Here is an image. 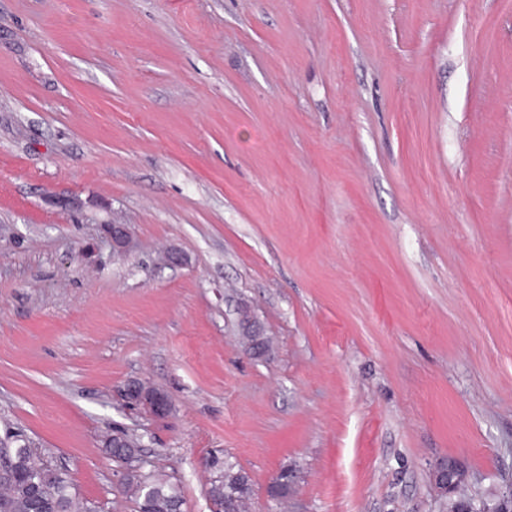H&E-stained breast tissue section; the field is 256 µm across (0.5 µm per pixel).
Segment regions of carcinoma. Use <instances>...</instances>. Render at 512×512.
<instances>
[{
  "label": "carcinoma",
  "instance_id": "carcinoma-1",
  "mask_svg": "<svg viewBox=\"0 0 512 512\" xmlns=\"http://www.w3.org/2000/svg\"><path fill=\"white\" fill-rule=\"evenodd\" d=\"M45 452L28 442L17 444L8 458L10 477L0 480V512H90V502L75 491L67 474L44 462ZM218 469L209 497L219 512H244L252 497V484L242 469ZM125 492L134 497L138 512H177L183 505L178 484L153 470L129 476Z\"/></svg>",
  "mask_w": 512,
  "mask_h": 512
}]
</instances>
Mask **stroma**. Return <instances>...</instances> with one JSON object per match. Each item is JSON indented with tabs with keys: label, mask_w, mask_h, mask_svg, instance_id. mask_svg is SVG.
I'll return each mask as SVG.
<instances>
[{
	"label": "stroma",
	"mask_w": 512,
	"mask_h": 512,
	"mask_svg": "<svg viewBox=\"0 0 512 512\" xmlns=\"http://www.w3.org/2000/svg\"><path fill=\"white\" fill-rule=\"evenodd\" d=\"M127 429L184 512L512 481V0H0V438L137 512ZM151 389L140 384L129 385L125 389V398L129 403L139 406L154 416H162L168 411V398L162 393L153 392ZM467 477V470L455 458L441 459L429 469L430 482L448 500L457 495L458 484ZM243 469L228 468L222 465L212 480L209 497L218 512H242L252 497V484L249 474ZM249 476V477H248Z\"/></svg>",
	"instance_id": "obj_1"
}]
</instances>
